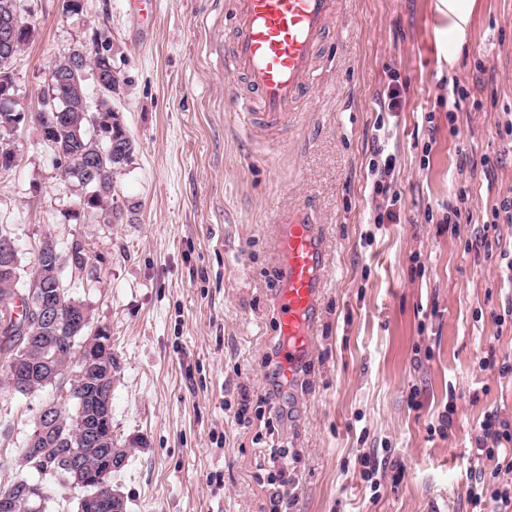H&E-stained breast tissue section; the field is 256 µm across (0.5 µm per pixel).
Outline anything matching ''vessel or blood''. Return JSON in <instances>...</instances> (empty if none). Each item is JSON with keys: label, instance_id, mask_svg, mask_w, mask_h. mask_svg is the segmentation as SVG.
Returning a JSON list of instances; mask_svg holds the SVG:
<instances>
[{"label": "vessel or blood", "instance_id": "1", "mask_svg": "<svg viewBox=\"0 0 512 512\" xmlns=\"http://www.w3.org/2000/svg\"><path fill=\"white\" fill-rule=\"evenodd\" d=\"M339 0H234L235 36L224 69L243 75L236 101L249 127L283 128L313 86L314 56ZM279 373L297 383L315 354L319 299L328 271L324 227L313 209L288 210L276 236Z\"/></svg>", "mask_w": 512, "mask_h": 512}]
</instances>
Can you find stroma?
<instances>
[{"mask_svg":"<svg viewBox=\"0 0 512 512\" xmlns=\"http://www.w3.org/2000/svg\"><path fill=\"white\" fill-rule=\"evenodd\" d=\"M22 5L33 34L14 65L18 109L37 111L54 61L103 35L111 106L134 144L109 224L72 218L83 191L34 124L0 174V224L22 266L47 237L97 253L61 277L112 333V439L130 448L112 487L126 512H272L283 478L288 512H470L475 472L498 484L472 438L487 415L512 421V371L481 367L512 358V223L491 216L512 198V0H473L460 41L439 0H343L301 118L271 131L234 110L245 85L220 58L232 0H155L146 23L125 0H84L77 16L61 0ZM394 72L398 112L382 99ZM458 85L468 97L451 115ZM378 135L401 197L399 221L381 224ZM304 203L324 226L328 274L315 355L291 387L276 376L275 236ZM456 206L459 223H444ZM7 372L0 359V487L53 396L14 395ZM369 451L375 494L357 464Z\"/></svg>","mask_w":512,"mask_h":512,"instance_id":"35a3bbf8","label":"stroma"}]
</instances>
